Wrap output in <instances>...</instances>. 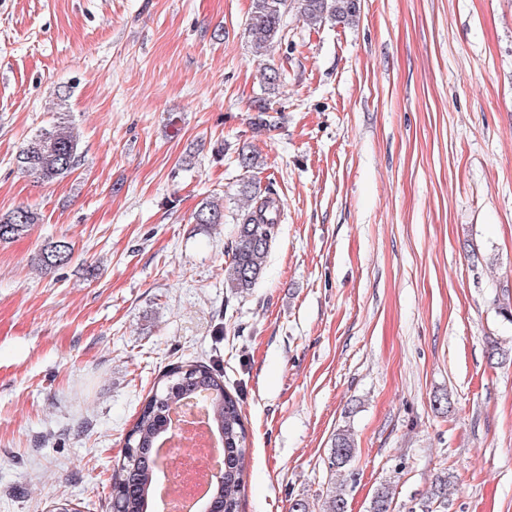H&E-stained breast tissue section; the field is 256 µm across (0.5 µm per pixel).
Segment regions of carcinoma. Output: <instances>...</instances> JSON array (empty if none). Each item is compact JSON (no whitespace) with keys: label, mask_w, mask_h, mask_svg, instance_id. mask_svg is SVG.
Returning a JSON list of instances; mask_svg holds the SVG:
<instances>
[{"label":"carcinoma","mask_w":512,"mask_h":512,"mask_svg":"<svg viewBox=\"0 0 512 512\" xmlns=\"http://www.w3.org/2000/svg\"><path fill=\"white\" fill-rule=\"evenodd\" d=\"M288 0H252L247 28L252 37L253 55L264 57L282 37L283 18ZM299 13L311 26L325 21L350 25L360 16V0H299ZM80 140L71 128L53 124L34 135L20 151L17 162L21 170L41 183L69 175L80 156ZM240 194L246 207L236 214V230L224 267V288L242 294L254 287L267 265L271 245L281 222V209L271 195L260 196L249 183ZM39 221L36 212L18 207L0 214V241L17 238ZM197 224L224 223V207L206 201L195 212ZM73 247L65 240L47 243L40 261L47 269L64 266L72 260ZM202 395L208 400L212 429L222 434L224 468L221 480L210 492L212 512H240L245 495V476L249 466L247 427L241 400L224 388V376L204 364L180 365L166 372L156 388L145 398L133 425L127 432L123 458L112 467V512H144L153 503V487L159 471L157 448L162 434L170 425V412L184 400ZM355 453L352 434L337 432L330 448L329 466L340 473ZM390 488H380L370 502L369 512H389ZM323 512H347L344 494L333 491L325 501Z\"/></svg>","instance_id":"cac0c4a2"}]
</instances>
